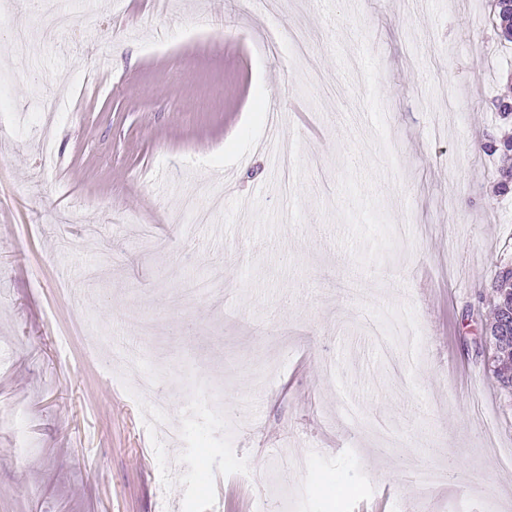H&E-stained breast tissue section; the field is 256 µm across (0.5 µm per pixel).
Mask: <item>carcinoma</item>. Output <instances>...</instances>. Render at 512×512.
<instances>
[{
    "mask_svg": "<svg viewBox=\"0 0 512 512\" xmlns=\"http://www.w3.org/2000/svg\"><path fill=\"white\" fill-rule=\"evenodd\" d=\"M493 20L499 39L512 43V12L493 3ZM488 155L511 154L512 135L489 137L481 144ZM500 287L491 289L493 317L486 322L485 330L492 332L494 339L489 343L488 362L494 377L506 393L512 395V267L504 263L497 272Z\"/></svg>",
    "mask_w": 512,
    "mask_h": 512,
    "instance_id": "1",
    "label": "carcinoma"
}]
</instances>
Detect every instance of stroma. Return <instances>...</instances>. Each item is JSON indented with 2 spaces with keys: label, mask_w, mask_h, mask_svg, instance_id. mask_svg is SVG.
<instances>
[{
  "label": "stroma",
  "mask_w": 512,
  "mask_h": 512,
  "mask_svg": "<svg viewBox=\"0 0 512 512\" xmlns=\"http://www.w3.org/2000/svg\"><path fill=\"white\" fill-rule=\"evenodd\" d=\"M47 2L52 43L0 0V512H512L483 336L512 195L481 149L512 45L479 6ZM272 101L287 192L251 145Z\"/></svg>",
  "instance_id": "1"
}]
</instances>
